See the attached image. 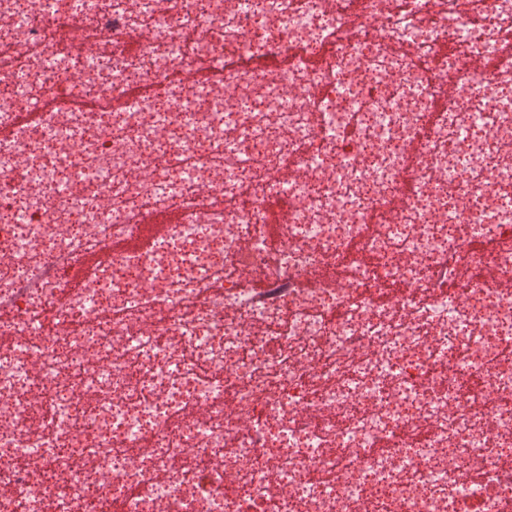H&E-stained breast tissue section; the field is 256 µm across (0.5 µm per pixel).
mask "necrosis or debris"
<instances>
[{
	"label": "necrosis or debris",
	"instance_id": "obj_1",
	"mask_svg": "<svg viewBox=\"0 0 512 512\" xmlns=\"http://www.w3.org/2000/svg\"><path fill=\"white\" fill-rule=\"evenodd\" d=\"M70 3L0 0V125L56 102L0 139V512H512V81L459 65L512 0H365L356 31L329 0ZM331 39L320 70L233 66ZM428 62L456 77L433 126ZM172 208L150 252H108ZM368 223L373 263L337 274ZM460 265L498 280L444 289ZM99 256L97 253H86L75 262L68 263L67 266L72 271V277L67 282L69 291H74L81 286L85 275L97 265Z\"/></svg>",
	"mask_w": 512,
	"mask_h": 512
}]
</instances>
